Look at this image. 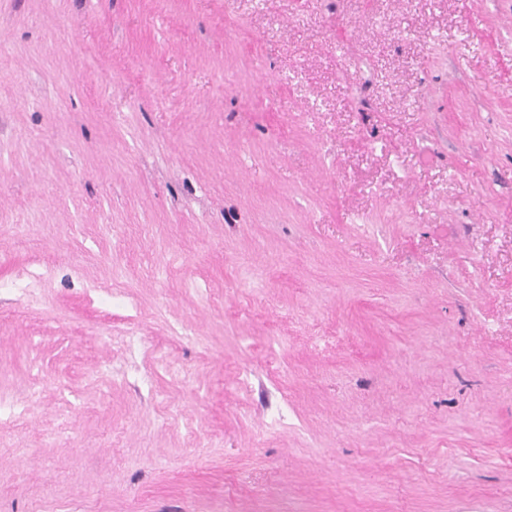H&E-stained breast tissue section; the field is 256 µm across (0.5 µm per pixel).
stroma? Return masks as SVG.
<instances>
[{
  "label": "stroma",
  "instance_id": "1",
  "mask_svg": "<svg viewBox=\"0 0 512 512\" xmlns=\"http://www.w3.org/2000/svg\"><path fill=\"white\" fill-rule=\"evenodd\" d=\"M0 512H512V0H0Z\"/></svg>",
  "mask_w": 512,
  "mask_h": 512
}]
</instances>
